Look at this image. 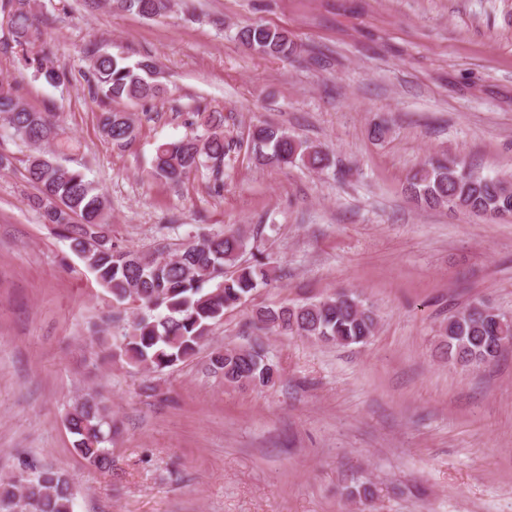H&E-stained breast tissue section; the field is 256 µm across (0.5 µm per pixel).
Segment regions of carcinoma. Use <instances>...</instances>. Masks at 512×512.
I'll return each mask as SVG.
<instances>
[{"label": "carcinoma", "mask_w": 512, "mask_h": 512, "mask_svg": "<svg viewBox=\"0 0 512 512\" xmlns=\"http://www.w3.org/2000/svg\"><path fill=\"white\" fill-rule=\"evenodd\" d=\"M108 5L147 19L161 17L172 7L171 0H108ZM0 13L8 15L25 65L47 84L61 83L65 74L54 66L49 50L36 48L28 0H0ZM238 38L262 55L288 57L295 52L287 32L262 25L241 28ZM92 78L93 97L109 102L146 101L161 93L157 68L149 58L131 65L122 57L99 54L92 61ZM197 117L201 131L156 146L152 163L156 177L179 182L203 166L216 174L223 170L229 149L224 141V116L204 110ZM0 120L31 148L26 179L35 193L28 197L29 206L69 243L71 252L112 298L113 306L136 304L132 321L112 337L113 358L157 373L171 370L197 354L226 311L272 280L264 259L249 264L241 261L249 240L239 229L198 234L175 249L168 245L149 250L117 246L112 241V216L105 195L84 171L60 162L67 140L59 115L32 108L14 85L0 81ZM134 131L129 113L111 109L103 114L102 132L111 145H125ZM251 137L255 159L261 165L301 164L318 170L328 163L324 150L282 126L258 124ZM406 191L427 208L446 207L490 219L512 217V178L476 173L456 155L443 153L415 168ZM255 319L272 332L337 346L366 345L378 326L372 307L344 291L265 307L256 311ZM440 336L448 359L478 368L509 349L512 316L476 300L448 315ZM208 365L224 378V384L241 388L267 387L278 373L258 343L216 349ZM64 422L81 459L97 469L112 468V442L118 427L96 393L85 394L66 412ZM73 509V487L59 471L27 461L17 474L0 481V512Z\"/></svg>", "instance_id": "carcinoma-1"}]
</instances>
